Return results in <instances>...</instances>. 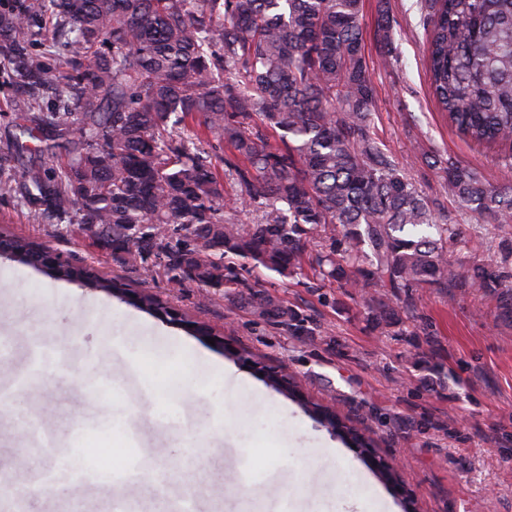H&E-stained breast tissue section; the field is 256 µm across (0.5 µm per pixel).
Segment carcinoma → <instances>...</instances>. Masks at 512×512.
<instances>
[{
    "instance_id": "cac0c4a2",
    "label": "carcinoma",
    "mask_w": 512,
    "mask_h": 512,
    "mask_svg": "<svg viewBox=\"0 0 512 512\" xmlns=\"http://www.w3.org/2000/svg\"><path fill=\"white\" fill-rule=\"evenodd\" d=\"M393 0H378L380 63L400 67ZM429 89L448 122L482 145H512V0H419ZM364 0H10L0 60L24 103L14 161L36 220L85 236L173 288L241 292L251 313L294 336L314 324L255 289V270H305L362 298L381 333L423 336L429 383L436 337L415 315L425 289L479 291L512 322V259L470 261L454 220L421 195L372 134L375 87ZM43 43L36 53L33 46ZM53 93L55 112L42 108ZM68 156L47 171L38 158ZM465 211L495 237L512 231V186L450 159L432 161ZM242 208L239 223L224 211ZM209 245L194 248L193 240ZM57 280L115 292L93 268L39 262L44 245H0ZM268 384L297 396L283 370ZM299 404L346 446L373 440L329 407Z\"/></svg>"
}]
</instances>
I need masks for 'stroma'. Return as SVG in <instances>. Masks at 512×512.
<instances>
[{"label": "stroma", "mask_w": 512, "mask_h": 512, "mask_svg": "<svg viewBox=\"0 0 512 512\" xmlns=\"http://www.w3.org/2000/svg\"><path fill=\"white\" fill-rule=\"evenodd\" d=\"M376 2L366 0V60L376 86L373 132L428 197L440 199L460 226V247L476 259L502 255L501 240L480 233L430 166L452 158L497 184H512L500 148L475 145L436 106L427 87L423 36L399 39V70L384 69L372 34ZM0 230L36 236L69 261L147 291L188 319L210 325L223 345L142 310L118 295L75 282L49 281L41 270L0 253V386L27 374L34 345L52 350L44 387H31L0 416V479L23 489L55 459L20 437L32 416L71 448L119 449L138 459L143 477L128 496L164 512L166 493L191 489L200 512H251L268 487L286 494L288 512H401L393 494L355 449L320 426L298 403L243 364L246 350L285 367L308 396L329 401L373 433L379 456L396 461L400 481L422 512H512V323L496 321L478 293L427 292L416 301L437 337L433 359L448 378L422 380L416 337L390 336L367 324L359 296L338 286L313 289L261 278L259 289L310 316L313 336H293L256 319L246 305L190 284L149 280L85 241L35 223L17 195L0 192ZM65 361L79 383L56 371ZM236 368L225 377L222 364ZM179 387L169 398V387ZM161 448L185 449L176 474Z\"/></svg>", "instance_id": "obj_1"}]
</instances>
